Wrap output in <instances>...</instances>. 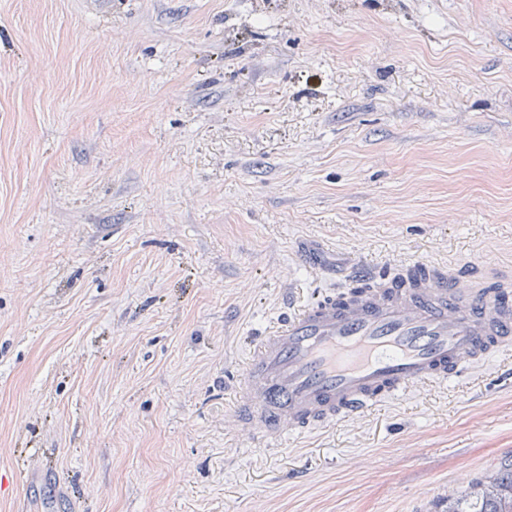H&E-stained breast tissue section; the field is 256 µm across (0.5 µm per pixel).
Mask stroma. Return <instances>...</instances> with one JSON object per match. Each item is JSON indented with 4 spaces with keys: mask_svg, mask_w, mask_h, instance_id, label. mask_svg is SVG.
<instances>
[{
    "mask_svg": "<svg viewBox=\"0 0 512 512\" xmlns=\"http://www.w3.org/2000/svg\"><path fill=\"white\" fill-rule=\"evenodd\" d=\"M512 288V0H0V512H446L512 462V345L274 445L292 307Z\"/></svg>",
    "mask_w": 512,
    "mask_h": 512,
    "instance_id": "obj_1",
    "label": "stroma"
}]
</instances>
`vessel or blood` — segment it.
<instances>
[{
	"mask_svg": "<svg viewBox=\"0 0 512 512\" xmlns=\"http://www.w3.org/2000/svg\"><path fill=\"white\" fill-rule=\"evenodd\" d=\"M512 343V295L432 271L384 278L294 311L262 336L243 380V427L274 444L315 422L367 414L383 398L460 376Z\"/></svg>",
	"mask_w": 512,
	"mask_h": 512,
	"instance_id": "obj_1",
	"label": "vessel or blood"
}]
</instances>
